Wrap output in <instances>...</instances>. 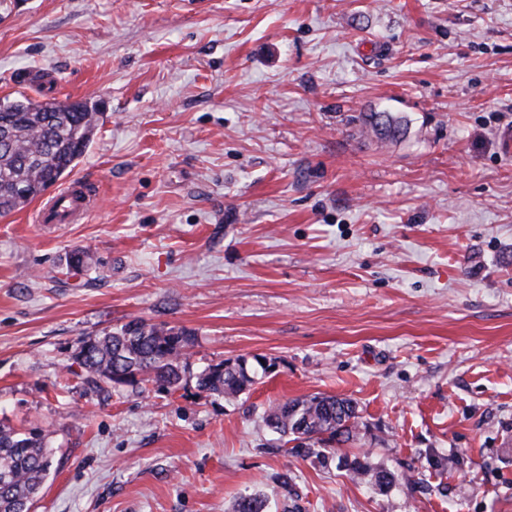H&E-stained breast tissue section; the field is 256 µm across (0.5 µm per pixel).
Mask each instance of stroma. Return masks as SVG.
<instances>
[{
    "instance_id": "1",
    "label": "stroma",
    "mask_w": 512,
    "mask_h": 512,
    "mask_svg": "<svg viewBox=\"0 0 512 512\" xmlns=\"http://www.w3.org/2000/svg\"><path fill=\"white\" fill-rule=\"evenodd\" d=\"M22 93L102 112L73 171L99 208L0 218V426L54 450L34 512H512V0H0ZM134 319L194 334L177 390L65 375ZM256 355L236 400L199 390ZM318 393L360 416L320 459L263 420ZM358 121L380 140H395L404 135L408 128L406 120L392 112H363ZM352 471L361 482L376 486L382 491H388L398 480V476L387 469H374L362 464L354 466ZM269 498L261 491L241 496L233 507V512H272Z\"/></svg>"
}]
</instances>
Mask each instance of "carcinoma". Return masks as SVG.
<instances>
[{
	"label": "carcinoma",
	"instance_id": "obj_1",
	"mask_svg": "<svg viewBox=\"0 0 512 512\" xmlns=\"http://www.w3.org/2000/svg\"><path fill=\"white\" fill-rule=\"evenodd\" d=\"M101 112L84 103L27 97L0 100V216H7L63 180L88 151ZM361 126L380 140L406 133V120L391 112H366ZM191 332L135 319L114 331L82 341L76 355L79 376L99 389L112 384L158 385L172 391L181 382ZM255 383L246 360L222 361L198 376L202 391L233 400ZM267 426L282 438H293L304 454L315 447L348 442L359 433L357 404L347 398L314 394L272 405ZM52 449L40 430L0 426V512H30L49 477ZM360 481L389 490L398 476L362 464L352 468ZM233 512H272L261 491L241 496Z\"/></svg>",
	"mask_w": 512,
	"mask_h": 512
}]
</instances>
